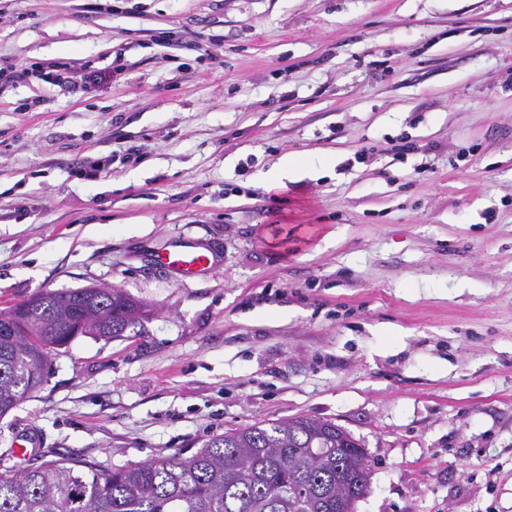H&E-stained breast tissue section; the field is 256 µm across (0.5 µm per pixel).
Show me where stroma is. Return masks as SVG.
<instances>
[{"mask_svg":"<svg viewBox=\"0 0 512 512\" xmlns=\"http://www.w3.org/2000/svg\"><path fill=\"white\" fill-rule=\"evenodd\" d=\"M84 2L0 0L1 57L118 71L0 83V310L114 286L149 313L52 353L0 471L305 415L362 442L356 512H512V0ZM286 155L313 164L268 189ZM178 243L213 270L160 267Z\"/></svg>","mask_w":512,"mask_h":512,"instance_id":"35a3bbf8","label":"stroma"}]
</instances>
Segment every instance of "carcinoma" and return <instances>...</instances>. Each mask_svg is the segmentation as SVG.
Instances as JSON below:
<instances>
[{"label":"carcinoma","mask_w":512,"mask_h":512,"mask_svg":"<svg viewBox=\"0 0 512 512\" xmlns=\"http://www.w3.org/2000/svg\"><path fill=\"white\" fill-rule=\"evenodd\" d=\"M88 289L44 290L0 332V417L43 382L53 350L76 334L117 337L142 305L112 289L105 312ZM370 484L364 448L328 421L297 416L216 434L180 453L103 468L60 459L0 473V512H355Z\"/></svg>","instance_id":"1"}]
</instances>
